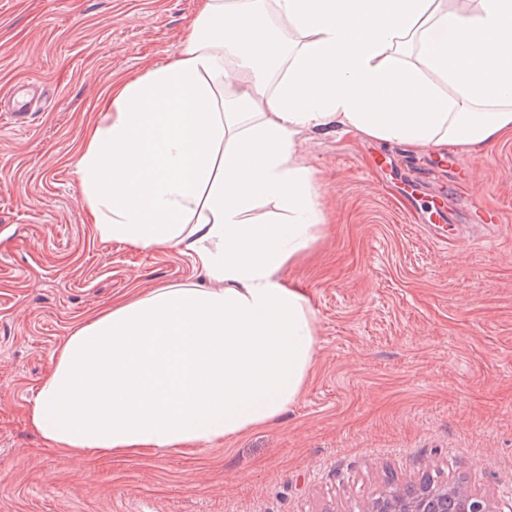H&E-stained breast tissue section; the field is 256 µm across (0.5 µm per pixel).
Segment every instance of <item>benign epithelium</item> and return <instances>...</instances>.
<instances>
[{"instance_id":"1","label":"benign epithelium","mask_w":512,"mask_h":512,"mask_svg":"<svg viewBox=\"0 0 512 512\" xmlns=\"http://www.w3.org/2000/svg\"><path fill=\"white\" fill-rule=\"evenodd\" d=\"M363 512H512V499L500 502L467 489L448 493H425L391 499Z\"/></svg>"}]
</instances>
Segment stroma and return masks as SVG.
I'll return each mask as SVG.
<instances>
[{
	"mask_svg": "<svg viewBox=\"0 0 512 512\" xmlns=\"http://www.w3.org/2000/svg\"><path fill=\"white\" fill-rule=\"evenodd\" d=\"M198 0H0V512H362L387 474L512 497V139L415 152L333 126L299 150L324 226L284 274L316 319L302 395L207 446L78 456L28 414L62 342L112 302L197 281L187 256L99 242L76 162L114 75L173 58ZM445 198L448 244L412 214ZM498 210L488 229L475 212Z\"/></svg>",
	"mask_w": 512,
	"mask_h": 512,
	"instance_id": "obj_1",
	"label": "stroma"
}]
</instances>
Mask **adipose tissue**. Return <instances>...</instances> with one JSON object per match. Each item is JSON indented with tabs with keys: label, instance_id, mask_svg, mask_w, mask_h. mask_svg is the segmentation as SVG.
I'll return each instance as SVG.
<instances>
[{
	"label": "adipose tissue",
	"instance_id": "adipose-tissue-1",
	"mask_svg": "<svg viewBox=\"0 0 512 512\" xmlns=\"http://www.w3.org/2000/svg\"><path fill=\"white\" fill-rule=\"evenodd\" d=\"M337 124L414 150L512 135V0H199L177 57L113 80L76 174L104 243L206 278L113 303L63 342L29 410L77 455L179 450L278 421L317 350L282 273L321 230L297 150ZM277 201L283 221L254 217Z\"/></svg>",
	"mask_w": 512,
	"mask_h": 512
}]
</instances>
